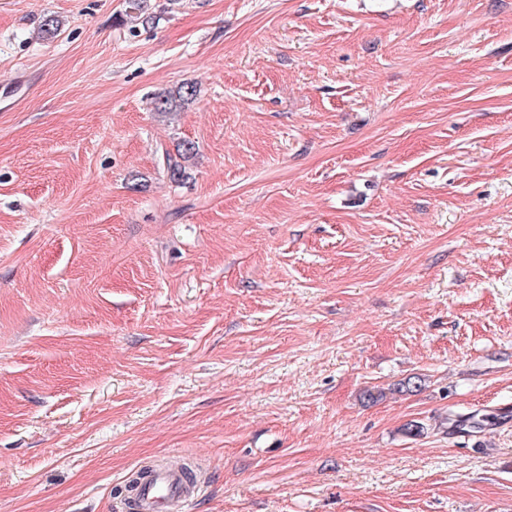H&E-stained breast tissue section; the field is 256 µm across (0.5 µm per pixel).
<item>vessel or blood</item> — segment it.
I'll return each mask as SVG.
<instances>
[{
	"mask_svg": "<svg viewBox=\"0 0 512 512\" xmlns=\"http://www.w3.org/2000/svg\"><path fill=\"white\" fill-rule=\"evenodd\" d=\"M200 491L186 471L158 465L145 470L130 490L129 508L131 512H189Z\"/></svg>",
	"mask_w": 512,
	"mask_h": 512,
	"instance_id": "1",
	"label": "vessel or blood"
}]
</instances>
